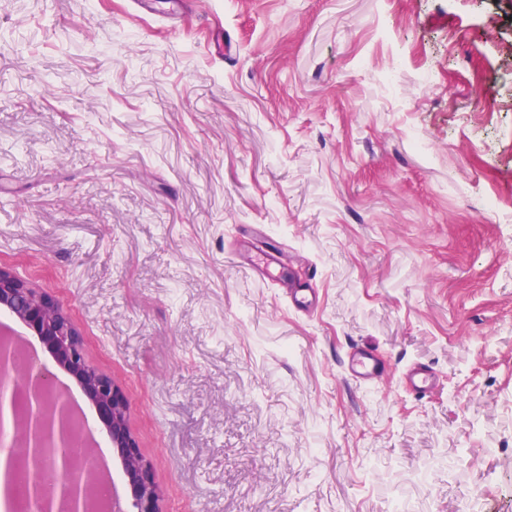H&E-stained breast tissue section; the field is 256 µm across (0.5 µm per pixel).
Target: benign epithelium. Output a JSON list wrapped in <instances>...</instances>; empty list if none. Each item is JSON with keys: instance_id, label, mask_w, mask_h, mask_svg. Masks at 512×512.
Segmentation results:
<instances>
[{"instance_id": "obj_1", "label": "benign epithelium", "mask_w": 512, "mask_h": 512, "mask_svg": "<svg viewBox=\"0 0 512 512\" xmlns=\"http://www.w3.org/2000/svg\"><path fill=\"white\" fill-rule=\"evenodd\" d=\"M0 308L10 311L39 336L53 359L54 368L72 376L95 407L112 443L113 458L122 470V487L136 512H164L153 465L143 455L129 424L126 395L112 376L89 364L84 334L67 308L2 265ZM33 368L31 378L17 383L9 397H0V430L12 423V434L26 448L33 467L52 464L61 476L58 495L67 503L69 512H93L97 476L94 463L79 468L64 452L47 461L40 451L49 437L55 438L58 448L70 447L77 431L69 405L57 394L53 368L37 360L33 361ZM7 412L11 416L9 422ZM30 502L36 512L54 510V495L44 494L37 486L30 488Z\"/></svg>"}]
</instances>
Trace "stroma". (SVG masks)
<instances>
[{"label":"stroma","mask_w":512,"mask_h":512,"mask_svg":"<svg viewBox=\"0 0 512 512\" xmlns=\"http://www.w3.org/2000/svg\"><path fill=\"white\" fill-rule=\"evenodd\" d=\"M1 264L166 512H512V0H0ZM0 308L29 326L50 353L54 366L72 376L95 407L122 470V487L136 512H164L153 465L143 455L129 424V404L111 375L87 360L82 330L54 296L0 265ZM312 279H290L284 283L288 292L289 306L297 312L309 313L318 306V295L313 287ZM345 370L348 377L359 385L379 382L391 374L389 363L377 351L363 346L351 348ZM403 384L414 395L421 397L432 392L436 385V377L432 370L424 364L414 363L403 372Z\"/></svg>","instance_id":"stroma-1"}]
</instances>
